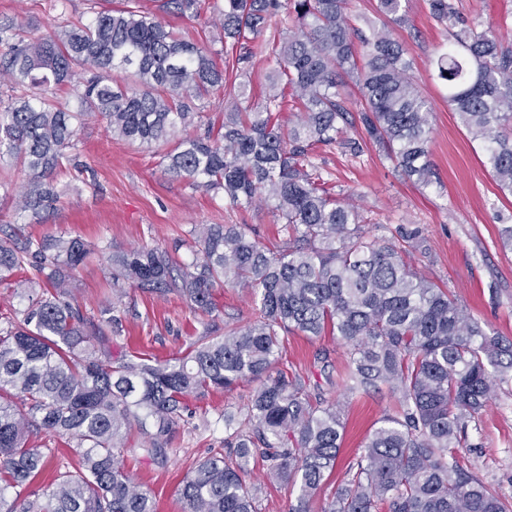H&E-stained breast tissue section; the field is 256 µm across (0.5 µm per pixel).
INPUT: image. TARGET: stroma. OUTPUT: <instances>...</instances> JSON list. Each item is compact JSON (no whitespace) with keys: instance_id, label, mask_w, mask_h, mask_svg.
I'll use <instances>...</instances> for the list:
<instances>
[{"instance_id":"obj_1","label":"stroma","mask_w":512,"mask_h":512,"mask_svg":"<svg viewBox=\"0 0 512 512\" xmlns=\"http://www.w3.org/2000/svg\"><path fill=\"white\" fill-rule=\"evenodd\" d=\"M118 4L119 0H0V25H24L29 37L39 39L52 32V19L58 14L86 18L90 7L106 10ZM456 5L464 17L512 40V0H456ZM139 6L199 45L222 49L211 12L197 17L177 14L163 10L161 0H140ZM406 11L410 26L393 25L389 31L405 46L414 79L432 107L428 149L436 180L427 186L405 180L393 161L367 143L358 124L347 127L346 135L364 142L362 154L355 156L336 146L320 148L316 162L338 198H352L373 213L375 222L367 227L370 235L387 238L400 226L419 228L423 247L412 258L417 271L446 288L488 333L512 341V249L504 248L500 237L502 226L512 225V194L501 192L483 166L480 144L451 110L447 89L435 77L433 60L448 45L446 31L431 18L427 0H407ZM175 146L172 140L151 144L120 140L100 122L86 121L77 131L72 151L85 165L84 174H58L59 201L40 217L24 216L26 232L37 237L78 235L95 243L111 242L116 250L175 247L185 263L193 260L186 242L197 224H249L265 242H277L276 212L225 208L221 197L169 173L164 157ZM70 289L89 312L98 313L112 296L106 256L91 254ZM218 301L219 314L214 317L191 309L175 294L160 297L128 289L120 314L122 328L112 338V350L164 359L186 352L210 324L243 325L255 317L250 290L224 287ZM281 351L288 371L300 375L311 393L343 405L340 463L310 503L311 512H323L346 481L348 462L378 421L398 414L399 403L385 388L367 393L349 390L347 357L336 337L288 334ZM250 390L244 384L190 398L172 433L167 462L144 460V436L132 432L119 462L135 485L154 498L158 512H183L177 495L180 480L189 465L223 447L224 415H242ZM468 442L464 465L499 495L512 499V380L496 386L489 405L471 420Z\"/></svg>"}]
</instances>
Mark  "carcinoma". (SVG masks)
<instances>
[{"mask_svg": "<svg viewBox=\"0 0 512 512\" xmlns=\"http://www.w3.org/2000/svg\"><path fill=\"white\" fill-rule=\"evenodd\" d=\"M207 0H166L181 14L204 12ZM353 0H223L215 26L224 59L243 78L234 111L219 129L186 136L166 155L167 169L230 209L258 200L275 211L281 243L265 245L248 224H200L191 230L195 259L183 269L158 246L97 250L108 254L111 315H90L69 284L91 253L78 236L35 237L0 228V283L16 273L28 307L0 328V512H156L117 455L132 428L148 436L143 455L168 458L170 434L188 396L231 390L255 380L242 418L224 414V447L200 460L178 495L185 512H259L247 484L251 464L298 488L288 512H309L335 472L344 430L341 404L312 400L305 381L281 368V337L329 333L346 349L353 388L387 387L402 408L373 430L349 462L344 486L323 512H512L463 468L468 422L487 406L495 381L512 378V342L489 335L432 280L407 261L419 231L372 238L373 218L342 204L326 188L315 147L337 145L359 119L369 141L402 175L432 183L428 161L431 108L410 76L412 61L388 25L410 24L403 0H377L382 27L353 23ZM429 14L448 30L449 47L435 60L448 86V106L482 144L484 166L512 193V44L465 20L455 0H428ZM274 31L278 39L260 46ZM277 62L261 106L245 80L257 53ZM219 53L185 39L157 16L126 0L88 22L61 17L52 35L31 40L23 26L0 29V83L12 91L0 108V148L29 176L16 216L37 215L60 198L54 175L64 166L77 127L87 117L114 137L152 143L198 117L196 102L224 90ZM79 82L81 106L59 91ZM361 108L353 116L349 89ZM297 121L282 119L286 90ZM226 285L259 295L257 316L214 330L186 354L165 360L112 358L121 319L117 300L128 288L177 293L208 313ZM74 440L73 470L42 496L7 493L39 478L48 455L28 447L31 435Z\"/></svg>", "mask_w": 512, "mask_h": 512, "instance_id": "obj_1", "label": "carcinoma"}]
</instances>
